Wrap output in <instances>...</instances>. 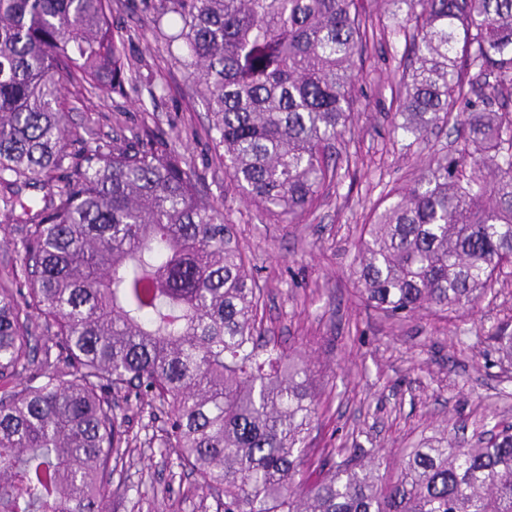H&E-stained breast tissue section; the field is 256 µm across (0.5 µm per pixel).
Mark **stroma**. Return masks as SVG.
Listing matches in <instances>:
<instances>
[{"label":"stroma","instance_id":"35a3bbf8","mask_svg":"<svg viewBox=\"0 0 512 512\" xmlns=\"http://www.w3.org/2000/svg\"><path fill=\"white\" fill-rule=\"evenodd\" d=\"M366 4L387 31L359 66L350 173L323 189L295 224L263 215L215 164L201 97L181 62L152 37L144 0H112L113 25L141 74L135 91L89 100L70 88L63 102L73 125L106 141L145 126L162 131L223 199L224 216L265 290L267 335L301 347L318 377L311 448L360 446L393 455L450 424L462 425L471 441L479 428L512 423V366L499 364L485 339L512 319V277H502L472 315L451 321L427 313L387 320L360 301L351 280L360 225L384 188L408 184L430 154L449 150L456 138L450 128L419 140L392 136L405 34L382 0ZM117 414L135 441L112 477L106 512H223L195 491V475L159 448L161 419L133 396L120 399Z\"/></svg>","mask_w":512,"mask_h":512}]
</instances>
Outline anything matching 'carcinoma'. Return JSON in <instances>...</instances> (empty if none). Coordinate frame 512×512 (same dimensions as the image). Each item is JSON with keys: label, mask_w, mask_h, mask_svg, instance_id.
<instances>
[{"label": "carcinoma", "mask_w": 512, "mask_h": 512, "mask_svg": "<svg viewBox=\"0 0 512 512\" xmlns=\"http://www.w3.org/2000/svg\"><path fill=\"white\" fill-rule=\"evenodd\" d=\"M384 2L413 53L392 134L460 136L362 225L353 277L389 318L459 317L512 267V0ZM147 8L199 86L225 177L270 217L308 214L339 177L355 61L385 35L364 0ZM139 78L112 0H0V208L21 231L0 277V512H104L121 392L165 417L162 445L224 512H512V424L471 444L445 430L393 463L332 448L313 467L315 372L262 335L224 202L164 135L91 142L68 124L65 87L123 96ZM486 339L512 363L509 323Z\"/></svg>", "instance_id": "cac0c4a2"}]
</instances>
